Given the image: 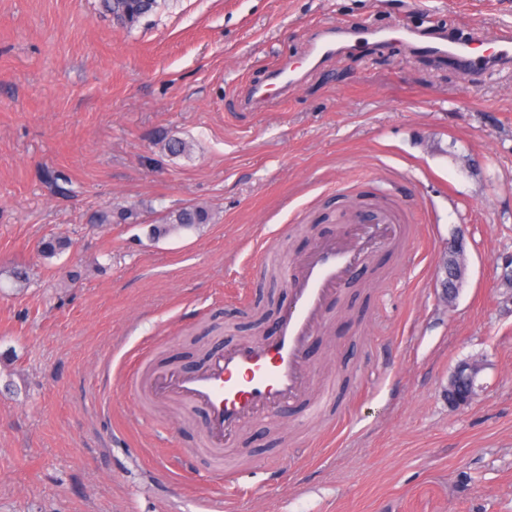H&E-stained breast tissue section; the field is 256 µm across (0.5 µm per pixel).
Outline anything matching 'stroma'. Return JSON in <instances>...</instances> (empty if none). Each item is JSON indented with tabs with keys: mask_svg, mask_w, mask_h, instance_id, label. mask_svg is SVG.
Masks as SVG:
<instances>
[{
	"mask_svg": "<svg viewBox=\"0 0 512 512\" xmlns=\"http://www.w3.org/2000/svg\"><path fill=\"white\" fill-rule=\"evenodd\" d=\"M158 0L132 30L100 0H0V512H512V73L402 46L247 91L310 31L396 11L488 27L512 0ZM191 142L174 156L169 138ZM404 237L330 306L311 352L339 406L247 426L220 482L199 415L137 400L136 353L194 367L288 303L272 268L341 231L365 179ZM187 204L214 220L163 238ZM135 224L98 226L103 207ZM49 232L72 241L46 260ZM463 237L454 302L437 279ZM25 266L18 286L9 269ZM480 361L476 395L448 378Z\"/></svg>",
	"mask_w": 512,
	"mask_h": 512,
	"instance_id": "obj_1",
	"label": "stroma"
}]
</instances>
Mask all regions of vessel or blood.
I'll list each match as a JSON object with an SVG mask.
<instances>
[{
    "instance_id": "obj_1",
    "label": "vessel or blood",
    "mask_w": 512,
    "mask_h": 512,
    "mask_svg": "<svg viewBox=\"0 0 512 512\" xmlns=\"http://www.w3.org/2000/svg\"><path fill=\"white\" fill-rule=\"evenodd\" d=\"M398 43L414 54L447 57L449 63L475 74L512 70V25L491 29L449 25L426 37L420 24L407 21L371 24L359 31L324 26L312 34L304 65L283 61L270 74L275 86H291L303 68L316 67L329 55H354L370 44ZM403 234L395 213L379 208L348 218L340 234L322 240L297 266L286 268L289 299L277 315L273 336L265 340L225 344L193 368L156 363L141 352L130 379L155 402H173L203 417L202 445L211 452L216 473L235 471L236 462L224 450L247 424L274 417L279 411L307 404L311 410L331 404L333 393L312 399L309 352L326 317L328 303L366 268L372 254Z\"/></svg>"
}]
</instances>
